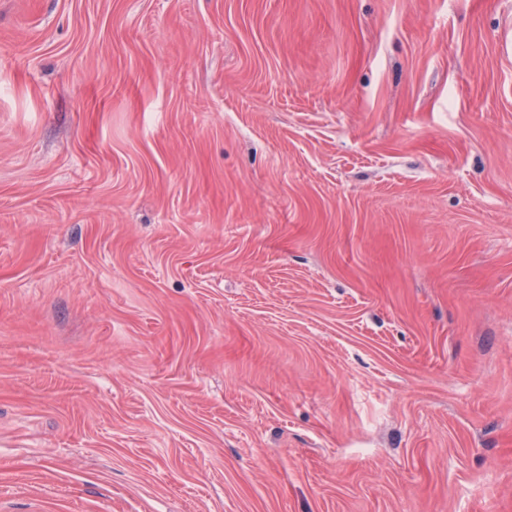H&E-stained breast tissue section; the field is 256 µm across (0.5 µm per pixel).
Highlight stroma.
<instances>
[{
  "label": "stroma",
  "instance_id": "stroma-1",
  "mask_svg": "<svg viewBox=\"0 0 512 512\" xmlns=\"http://www.w3.org/2000/svg\"><path fill=\"white\" fill-rule=\"evenodd\" d=\"M0 512H512V0H0Z\"/></svg>",
  "mask_w": 512,
  "mask_h": 512
}]
</instances>
